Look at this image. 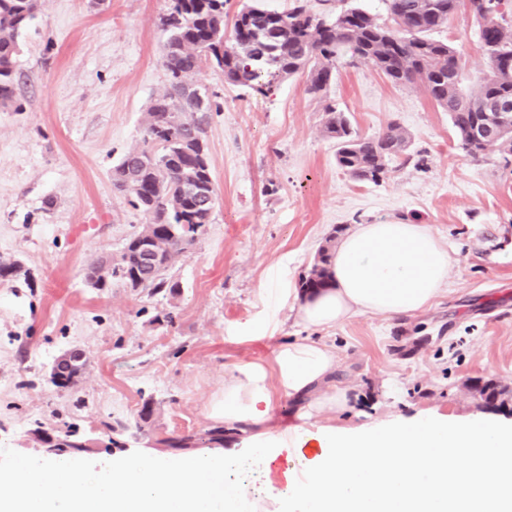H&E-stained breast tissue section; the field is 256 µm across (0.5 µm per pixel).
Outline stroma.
<instances>
[{
    "instance_id": "stroma-1",
    "label": "stroma",
    "mask_w": 512,
    "mask_h": 512,
    "mask_svg": "<svg viewBox=\"0 0 512 512\" xmlns=\"http://www.w3.org/2000/svg\"><path fill=\"white\" fill-rule=\"evenodd\" d=\"M167 9L168 0H39L21 36L14 101L0 107V259L27 276L0 280V458L50 467L30 438L38 421L51 432L77 423L80 462L111 455L105 423L135 420L148 400L151 419L122 447L164 451V438L210 428L207 404L238 365L270 363L303 336L336 350V382L352 403L337 425L511 420L512 154L468 156L420 84H393L368 61L343 63L323 100L301 75L264 98L203 63L193 80L221 106L207 133L216 204L200 243L168 273L177 295L88 287L85 267L119 255L145 222L113 190L112 167L142 145L144 114L168 84ZM434 37L457 46L470 84L488 71L467 14ZM328 104L360 136L392 123L408 133L384 180L338 167L322 132ZM396 220L430 225L455 259L430 309L324 329L288 319L278 291L298 287L330 234ZM69 350L87 365L60 391L49 372ZM475 380L503 389L504 407L484 405Z\"/></svg>"
}]
</instances>
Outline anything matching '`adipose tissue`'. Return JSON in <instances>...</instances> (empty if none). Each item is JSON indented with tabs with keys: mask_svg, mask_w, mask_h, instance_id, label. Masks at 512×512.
<instances>
[{
	"mask_svg": "<svg viewBox=\"0 0 512 512\" xmlns=\"http://www.w3.org/2000/svg\"><path fill=\"white\" fill-rule=\"evenodd\" d=\"M454 262L430 225L359 224L337 243L327 288L279 291L304 325L366 314L400 319L431 307ZM332 347L302 337L271 364L225 377L210 404L219 448L171 458L116 457L52 473L0 462V512H512V423L394 419L336 426L348 406ZM287 402L286 417L274 414ZM317 416L326 424L310 427ZM51 493L11 492L24 480Z\"/></svg>",
	"mask_w": 512,
	"mask_h": 512,
	"instance_id": "ef3b65f1",
	"label": "adipose tissue"
}]
</instances>
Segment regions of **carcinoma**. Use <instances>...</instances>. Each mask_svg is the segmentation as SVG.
Wrapping results in <instances>:
<instances>
[{
    "instance_id": "obj_1",
    "label": "carcinoma",
    "mask_w": 512,
    "mask_h": 512,
    "mask_svg": "<svg viewBox=\"0 0 512 512\" xmlns=\"http://www.w3.org/2000/svg\"><path fill=\"white\" fill-rule=\"evenodd\" d=\"M228 0H169L161 24L168 36L162 57L169 73L167 91L155 98L144 117L143 146L130 149L112 168L115 188L136 187L128 203L146 223L126 242L117 258L100 257L84 269V279L94 288H107L119 280L126 286L152 294L175 295L178 284L166 272L182 255L191 252L211 223L215 187L209 164L206 129L216 108L208 91L192 81L204 61L212 62L234 86L266 96L281 82L297 75L307 77V92L325 96L345 54L367 60L395 85L419 81L429 97L448 113L459 145L478 159L497 148L512 151V0H384L389 22L368 11L340 7L328 15L312 13L301 4L286 12L265 9L257 0L243 4L234 18L231 37L224 33V6ZM464 7L480 28V38L490 61L488 72L475 88L464 86L460 52L450 42L430 37ZM37 0H0V107L9 106L15 93V63L19 36L35 17ZM323 135L336 142L340 168L358 180L378 182L388 172L392 158L407 148V136L397 124L373 137H359L343 113L328 104ZM507 130L479 140L477 127ZM331 247L323 245L317 260L300 278L299 288L315 293L329 282ZM86 360L57 363L53 385L70 390L78 383ZM153 413L144 402L134 424H107L109 444L120 445V435ZM31 439L44 448L73 454L86 448L77 427L67 424L51 434L34 423ZM224 439V428L178 434L164 440L168 448H213Z\"/></svg>"
}]
</instances>
